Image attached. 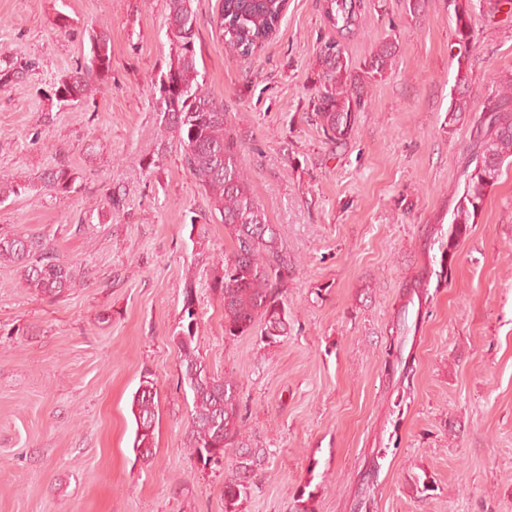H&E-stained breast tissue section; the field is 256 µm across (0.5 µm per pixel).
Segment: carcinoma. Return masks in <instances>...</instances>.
<instances>
[{
    "instance_id": "1",
    "label": "carcinoma",
    "mask_w": 512,
    "mask_h": 512,
    "mask_svg": "<svg viewBox=\"0 0 512 512\" xmlns=\"http://www.w3.org/2000/svg\"><path fill=\"white\" fill-rule=\"evenodd\" d=\"M195 0H167L170 60L154 88L163 128L177 138L182 161L209 201L210 216L224 224L233 243L230 253L213 264L210 288L224 302V335L242 336L264 323V340L275 344L288 335V312L281 305L283 289L295 267L276 229L269 224L243 171L241 144L226 125L224 104L205 88L199 69ZM284 0H219L216 22L224 47L247 57L269 40L283 15ZM457 74L448 107V124L471 111V77L467 50L476 39V17L490 22L498 14L512 17V0H452ZM323 14L337 31L359 28L362 11L353 0H323ZM89 49L76 69L55 86L60 102L78 101L107 83L112 75V44L103 31L88 32ZM397 44L386 40L355 74L340 43L327 41L318 55L313 112L323 134L340 143L350 135L357 112L365 106L366 84L385 77L393 66ZM474 135L463 190L452 212L451 236L467 233L475 223L485 195L512 165V72L501 76L498 89L486 98L473 122ZM43 186L60 198L69 196L77 177L61 164L41 174ZM0 261L15 264L26 286L57 299L80 284L68 263L49 254L40 239L24 233L0 235ZM198 316L192 287L183 300V323L176 333L181 383L192 401L187 448L199 460L234 449L232 475L224 481V512H241L240 505L265 461L263 448L239 440L237 388L233 381L212 374L195 345ZM156 393L154 382H140L132 398L135 420L132 448L149 461L153 456Z\"/></svg>"
}]
</instances>
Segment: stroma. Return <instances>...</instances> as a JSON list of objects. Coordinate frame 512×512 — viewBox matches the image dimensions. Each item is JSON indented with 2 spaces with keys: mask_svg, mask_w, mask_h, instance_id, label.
Listing matches in <instances>:
<instances>
[{
  "mask_svg": "<svg viewBox=\"0 0 512 512\" xmlns=\"http://www.w3.org/2000/svg\"><path fill=\"white\" fill-rule=\"evenodd\" d=\"M194 6L206 87L296 263L288 334H224L209 279L232 243L153 95L166 0H0V71L24 72L0 83V183L30 185L0 198V234L39 236L84 276L53 300L0 262V512H224L233 453L207 466L185 445L173 336L189 285L197 349L235 382L243 441L267 451L242 512H295L303 490L314 512H512V169L465 238L436 234L473 127L448 123L451 0H366L340 39L352 69L389 39L397 55L339 144L311 105L319 48L337 37L322 0H288L248 58L225 52L217 0ZM93 28L110 35L112 78L59 103L55 83ZM477 30L476 107L512 72V24ZM60 162L77 175L64 200L36 182ZM418 280L424 295L409 301ZM146 378L158 397L147 462L131 413Z\"/></svg>",
  "mask_w": 512,
  "mask_h": 512,
  "instance_id": "35a3bbf8",
  "label": "stroma"
}]
</instances>
